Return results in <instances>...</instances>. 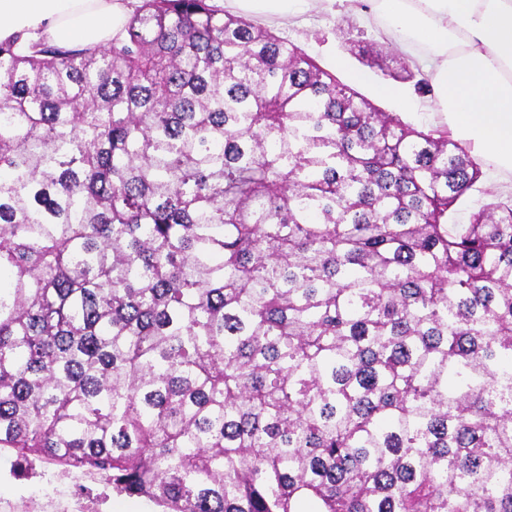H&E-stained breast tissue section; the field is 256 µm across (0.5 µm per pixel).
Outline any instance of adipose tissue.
<instances>
[{"mask_svg": "<svg viewBox=\"0 0 512 512\" xmlns=\"http://www.w3.org/2000/svg\"><path fill=\"white\" fill-rule=\"evenodd\" d=\"M375 18L426 58L433 103L500 169L512 171V0H371ZM125 0H0V41L23 33L67 46L104 45Z\"/></svg>", "mask_w": 512, "mask_h": 512, "instance_id": "obj_1", "label": "adipose tissue"}]
</instances>
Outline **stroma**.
<instances>
[{"label":"stroma","mask_w":512,"mask_h":512,"mask_svg":"<svg viewBox=\"0 0 512 512\" xmlns=\"http://www.w3.org/2000/svg\"><path fill=\"white\" fill-rule=\"evenodd\" d=\"M369 0H312L308 10L286 16L258 17V24L300 46L340 81L353 87L386 112L399 114L415 127L445 129V114L433 109L430 97L419 95L412 82H390L380 70L361 64L345 43L348 34L363 31L384 58L401 57L402 52L385 29L372 22ZM393 84L400 94H382ZM482 176L456 206L451 221L468 223L470 215L493 196L512 193V172L497 167L487 156H479ZM10 451L0 452V512H164L144 498L117 494L96 474L79 473L31 457L26 473H17Z\"/></svg>","instance_id":"stroma-1"}]
</instances>
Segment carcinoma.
Returning <instances> with one entry per match:
<instances>
[{
  "label": "carcinoma",
  "mask_w": 512,
  "mask_h": 512,
  "mask_svg": "<svg viewBox=\"0 0 512 512\" xmlns=\"http://www.w3.org/2000/svg\"><path fill=\"white\" fill-rule=\"evenodd\" d=\"M481 176L209 0L0 41V450L168 512H512V195L450 223Z\"/></svg>",
  "instance_id": "carcinoma-1"
}]
</instances>
